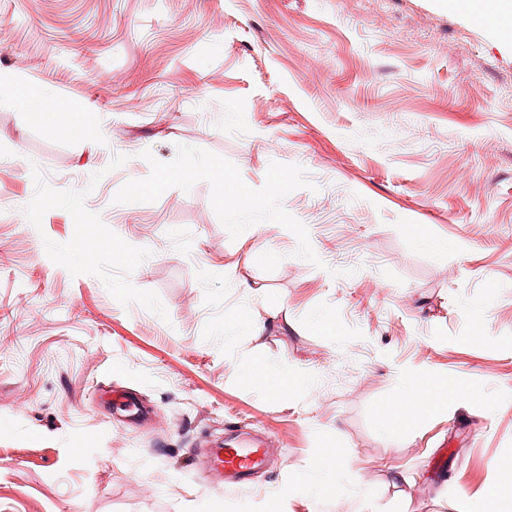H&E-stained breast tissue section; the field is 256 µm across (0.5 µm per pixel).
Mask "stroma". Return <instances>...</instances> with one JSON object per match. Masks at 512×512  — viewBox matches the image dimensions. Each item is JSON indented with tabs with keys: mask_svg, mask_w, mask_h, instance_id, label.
Here are the masks:
<instances>
[{
	"mask_svg": "<svg viewBox=\"0 0 512 512\" xmlns=\"http://www.w3.org/2000/svg\"><path fill=\"white\" fill-rule=\"evenodd\" d=\"M471 2L0 0V512H278L320 448L352 490L288 512L485 501L512 36ZM406 367L455 407L400 433ZM256 435L223 484L206 449Z\"/></svg>",
	"mask_w": 512,
	"mask_h": 512,
	"instance_id": "1",
	"label": "stroma"
}]
</instances>
